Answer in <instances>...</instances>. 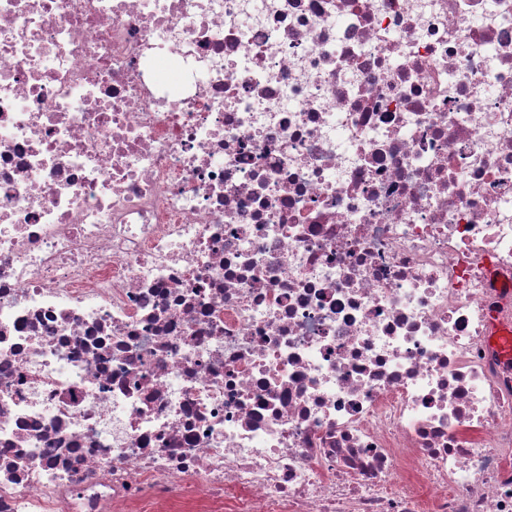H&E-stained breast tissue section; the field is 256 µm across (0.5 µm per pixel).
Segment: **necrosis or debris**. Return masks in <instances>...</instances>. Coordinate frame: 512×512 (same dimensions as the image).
<instances>
[{
	"instance_id": "obj_1",
	"label": "necrosis or debris",
	"mask_w": 512,
	"mask_h": 512,
	"mask_svg": "<svg viewBox=\"0 0 512 512\" xmlns=\"http://www.w3.org/2000/svg\"><path fill=\"white\" fill-rule=\"evenodd\" d=\"M512 0H0V512H512ZM491 347L498 358L508 367H512V325H499L492 329L489 337Z\"/></svg>"
}]
</instances>
